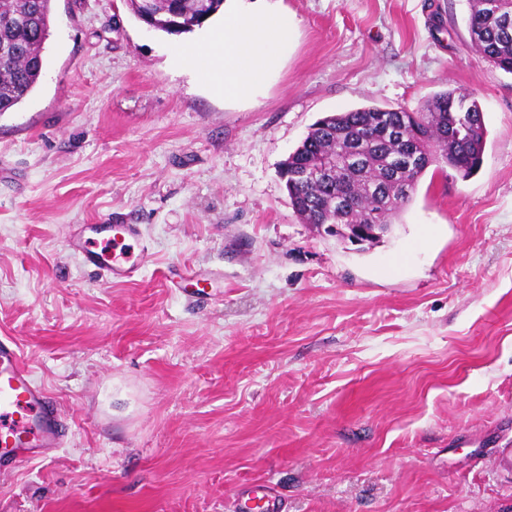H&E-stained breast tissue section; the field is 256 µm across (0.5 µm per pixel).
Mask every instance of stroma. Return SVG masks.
<instances>
[{"label":"stroma","mask_w":512,"mask_h":512,"mask_svg":"<svg viewBox=\"0 0 512 512\" xmlns=\"http://www.w3.org/2000/svg\"><path fill=\"white\" fill-rule=\"evenodd\" d=\"M295 47L253 105L170 60L128 0H52L0 117V336L64 422L0 512H512V75L467 0H280ZM473 92L477 174L427 170L380 243L303 223L281 163L323 116ZM136 224L111 282L71 228Z\"/></svg>","instance_id":"1"}]
</instances>
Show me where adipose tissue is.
Here are the masks:
<instances>
[{"label":"adipose tissue","instance_id":"obj_1","mask_svg":"<svg viewBox=\"0 0 512 512\" xmlns=\"http://www.w3.org/2000/svg\"><path fill=\"white\" fill-rule=\"evenodd\" d=\"M221 15L203 39L174 46L171 60L225 103H256L288 60L297 20L268 0H224Z\"/></svg>","mask_w":512,"mask_h":512}]
</instances>
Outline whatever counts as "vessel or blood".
Segmentation results:
<instances>
[{
	"instance_id": "obj_1",
	"label": "vessel or blood",
	"mask_w": 512,
	"mask_h": 512,
	"mask_svg": "<svg viewBox=\"0 0 512 512\" xmlns=\"http://www.w3.org/2000/svg\"><path fill=\"white\" fill-rule=\"evenodd\" d=\"M134 224H88L74 228L68 245L108 280L124 281L139 269ZM64 430L45 391L36 386L17 344L0 338V467L20 461L24 449L44 453L59 447Z\"/></svg>"
}]
</instances>
